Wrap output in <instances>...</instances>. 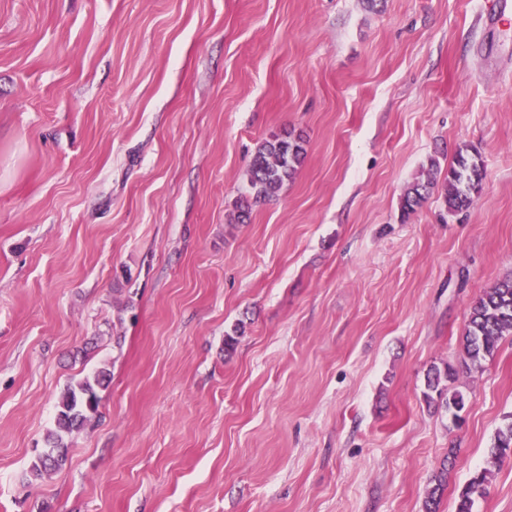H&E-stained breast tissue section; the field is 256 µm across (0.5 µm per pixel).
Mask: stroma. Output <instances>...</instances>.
Instances as JSON below:
<instances>
[{
    "instance_id": "stroma-1",
    "label": "stroma",
    "mask_w": 512,
    "mask_h": 512,
    "mask_svg": "<svg viewBox=\"0 0 512 512\" xmlns=\"http://www.w3.org/2000/svg\"><path fill=\"white\" fill-rule=\"evenodd\" d=\"M489 0H0V512H512V22ZM306 156L248 223L253 155ZM482 190L406 186L460 145ZM236 335L234 351L224 338ZM458 368L461 422L423 398ZM98 415L36 479L67 384ZM483 162L476 150L464 145L457 153L456 163L445 178L444 201L447 211L456 214L468 209L481 190ZM434 168L437 170V162H430L426 178L416 179L406 187L401 201L402 215H409L410 212H413L416 207L420 206L427 199L431 189L435 186ZM512 335V273L488 288L468 307L462 346L466 370L479 367L496 352L504 336ZM447 467L443 464L441 472L435 476L431 487L426 491L424 499V512H438L442 496L445 490ZM491 475L490 470H483L470 479L458 495L456 512H474L476 498L484 496Z\"/></svg>"
}]
</instances>
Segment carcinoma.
Instances as JSON below:
<instances>
[{"instance_id": "carcinoma-1", "label": "carcinoma", "mask_w": 512, "mask_h": 512, "mask_svg": "<svg viewBox=\"0 0 512 512\" xmlns=\"http://www.w3.org/2000/svg\"><path fill=\"white\" fill-rule=\"evenodd\" d=\"M306 155L304 140L290 132L266 141L258 148L249 168V194L236 202L237 221L249 218L252 207L278 196L285 181L293 178ZM430 161L426 178L417 179L404 190L401 213L406 216L420 206L434 188V168ZM483 162L476 150L469 146L459 148L454 166L445 178L444 201L447 211L456 214L468 209L473 198L481 190ZM512 335V273L501 278L468 307V316L462 346L470 370L496 352L499 342ZM457 370L446 364L432 366L426 373L424 399L438 403L449 413L458 412L465 406L466 396L460 390L448 391V382L456 379ZM106 376L98 372L70 385L61 395L57 415V429L49 432L47 448L32 466L35 477L49 475L65 464L67 448L62 433L82 428L88 417L98 411V389L106 386ZM494 456L502 461L512 457V421L499 428L494 438ZM448 468H442L435 476L434 484L426 491L424 512H439L445 490ZM491 472L483 470L475 474L458 495L456 512H473L476 498L485 494Z\"/></svg>"}]
</instances>
